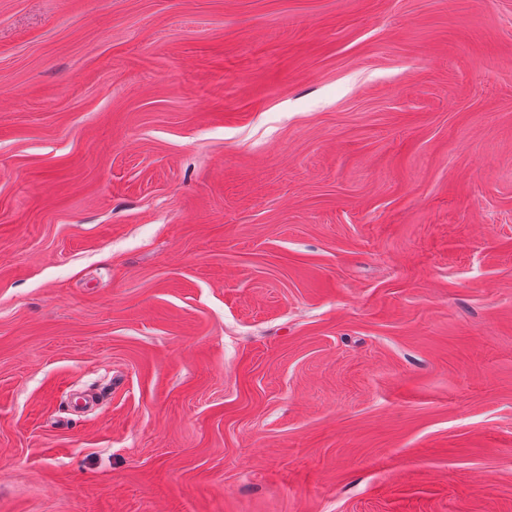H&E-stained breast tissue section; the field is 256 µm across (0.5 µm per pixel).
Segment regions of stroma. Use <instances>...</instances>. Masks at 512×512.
<instances>
[{"mask_svg":"<svg viewBox=\"0 0 512 512\" xmlns=\"http://www.w3.org/2000/svg\"><path fill=\"white\" fill-rule=\"evenodd\" d=\"M0 512H512V0H0Z\"/></svg>","mask_w":512,"mask_h":512,"instance_id":"stroma-1","label":"stroma"}]
</instances>
